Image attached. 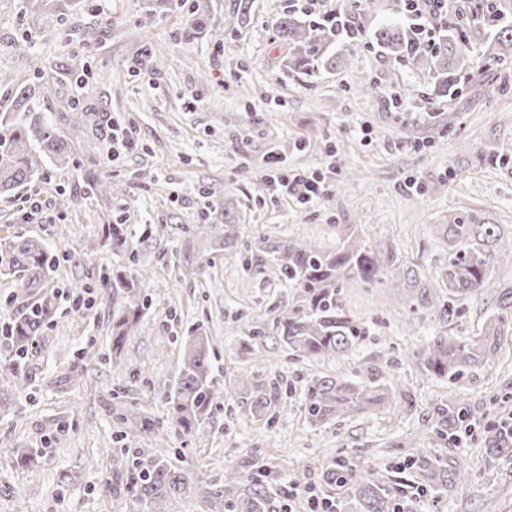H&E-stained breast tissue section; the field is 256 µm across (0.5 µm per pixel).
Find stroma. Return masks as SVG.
<instances>
[{"label": "stroma", "instance_id": "stroma-1", "mask_svg": "<svg viewBox=\"0 0 512 512\" xmlns=\"http://www.w3.org/2000/svg\"><path fill=\"white\" fill-rule=\"evenodd\" d=\"M209 24L224 26L221 41L207 28L185 33L181 0H43L34 21L29 0H0V70L17 79L43 76L54 87L43 115L66 137L93 149L68 166L47 165L35 187L0 199V237L41 239L63 255L51 285L52 318L28 347L25 393L0 400V512H140L130 495L108 489L116 474L104 449L121 429L118 410L150 420V430L123 442L131 457H158L189 471L201 486L223 482L224 470L247 471L260 455L275 472L268 486L277 512H308L311 497L336 496L326 467L357 462L396 474L416 454L444 452L435 432L437 410L464 402L472 430L453 450L472 480L452 491L394 485L411 512H512V455L488 458L487 421L512 413V344L498 361L458 384L426 375L413 353L432 337L478 336L512 271L497 288L468 298L442 321L416 305L407 290L342 288L347 316L363 329L341 359L289 356L271 326L295 291L278 279L272 257L297 241L318 250L336 246L341 227L362 225L421 280L439 273L447 252L433 227L449 212L470 209L512 228V68L473 69L469 91L438 97L412 70L370 41L356 43L347 63L310 79L288 71V47L276 23L287 12L322 14L337 0H197ZM400 0H350L355 27L374 30L407 22ZM171 59L153 72L146 52ZM376 84L373 93L362 88ZM135 130L134 153L108 159L104 147L113 116ZM315 151L301 149L302 141ZM289 168L331 169L329 192L310 203L280 202L264 185L272 150ZM109 177L111 222H123L127 243L101 239L96 198L62 210V195L85 193L89 175ZM39 191L37 220L26 223V195ZM240 226L236 248L224 246V222ZM206 219L204 237L191 234ZM150 268L149 305L124 352L111 358L108 320L123 293L100 294L101 271L134 274ZM91 293L79 309L74 294ZM205 329L214 345L212 380L221 398L201 431L186 436L169 424L172 393L187 336ZM90 349L83 362L76 355ZM317 374L351 380L374 376L410 395L413 408H385L312 423L302 392ZM280 379L268 412L245 417L222 392L238 378ZM419 446V447H420ZM39 449L35 465L21 451ZM305 471L301 486L295 472Z\"/></svg>", "mask_w": 512, "mask_h": 512}]
</instances>
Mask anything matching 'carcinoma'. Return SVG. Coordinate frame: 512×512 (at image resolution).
<instances>
[{"mask_svg":"<svg viewBox=\"0 0 512 512\" xmlns=\"http://www.w3.org/2000/svg\"><path fill=\"white\" fill-rule=\"evenodd\" d=\"M470 15L477 23L450 22L438 40L429 43L410 27L392 23L371 33L360 31L359 40L372 37L384 52L412 69L428 71L434 92L455 96L464 89L461 78L474 65L486 69L512 64V0H469ZM279 39L288 45L285 66L298 69L310 78L345 59L354 41L336 34L334 20L309 14L289 13L277 22ZM0 82L15 88V111L0 116V195L29 184L45 173V163L66 166L84 153L83 143L62 137L52 120L41 115L42 99L52 87L15 85L11 75L0 72ZM436 235L447 244V259L438 275V287L447 290V303L438 304V315L445 319L456 312V303L493 287L497 269L512 266V236H504L499 224L481 220L472 210L448 214L445 224L434 225ZM285 285L297 289V306L277 317L273 325L280 340L293 356L305 360L339 357L349 351L360 336L355 320L345 316L336 303L342 286L351 288H405L418 304L430 305V288L418 272L399 262L378 241L359 233L358 225H344L336 249L320 252L304 242L292 243L273 256ZM61 261L41 240L12 236L0 238V275L12 278L21 305L6 326L11 352L0 360V376L11 383L15 393L26 391L24 357L32 338L38 335L54 308L45 288L58 276ZM150 275L139 269L131 283L119 282L113 274L101 275L102 291L118 288L127 302L112 313V356L124 349L126 337L138 329L149 287ZM512 336V304L502 298L497 310L485 320L480 335L459 340L436 336L414 352L417 365L427 375L457 384L469 373L494 364L505 338ZM213 343L205 332L188 337L183 365L171 403V425L191 435L212 417L218 395L211 380ZM279 381L239 379L226 387V394L238 396L245 415L266 408L278 396ZM377 405L400 408L396 391L384 383L352 382L341 377L313 376L304 387L303 407L311 422L345 419ZM463 404L450 403L438 410L437 434L448 439L456 426ZM487 455L512 454V441L494 434ZM118 475L125 477L124 490L137 501L142 512H165V503L196 490L190 473L161 459L143 461L112 453ZM415 477L422 486L441 485L448 489L465 486L471 473L453 457L446 460L419 455L414 461ZM275 475L259 460L252 462L247 491H241L242 474L235 468L224 470V484L202 491L207 501L224 512H275L265 485ZM326 482L343 492L338 508L352 512H398L397 503L387 496L388 476L375 468L347 463L325 469Z\"/></svg>","mask_w":512,"mask_h":512,"instance_id":"1","label":"carcinoma"}]
</instances>
